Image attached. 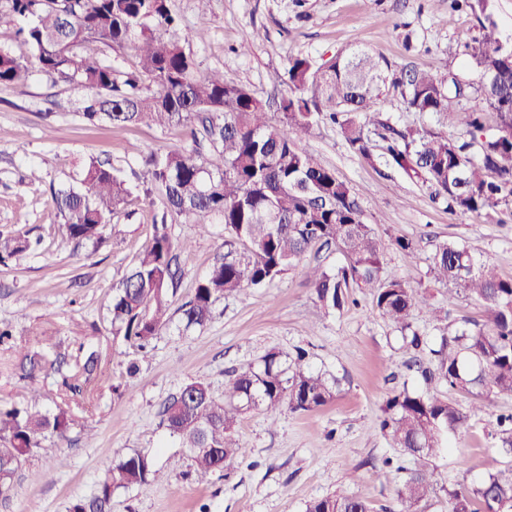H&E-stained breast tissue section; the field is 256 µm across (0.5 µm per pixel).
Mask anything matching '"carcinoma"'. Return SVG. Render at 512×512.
Listing matches in <instances>:
<instances>
[{
	"instance_id": "obj_1",
	"label": "carcinoma",
	"mask_w": 512,
	"mask_h": 512,
	"mask_svg": "<svg viewBox=\"0 0 512 512\" xmlns=\"http://www.w3.org/2000/svg\"><path fill=\"white\" fill-rule=\"evenodd\" d=\"M0 29L15 32L30 50L18 56L0 47V85L27 77L30 67L75 83L84 92L82 120L88 124L183 125L191 127L193 148L152 152L145 165L159 189L161 222L153 224L150 245L135 255L112 300V334L140 353L170 321L176 251L190 250L193 234L224 225V256L200 279L181 306L184 330L203 329L216 302L274 282L308 251L336 250L344 263L334 270L309 267L306 283L327 314L356 303L370 291L375 310L404 333L410 357L425 384L487 400L512 397V278L479 259L466 244L443 243L431 259L436 281L482 303V322L465 320L455 330L439 328L438 347L414 329L417 314L445 321L417 291L391 272L372 227L351 187L305 147L315 119L339 126L349 148L368 163L384 159L408 178L431 189L450 213H479L512 205V44L500 39L489 0H464L485 15L479 35L456 43L470 57L479 78L460 81L411 70L403 75L367 50L356 47L325 63L297 55L281 81L279 122L266 104L218 70L203 71L182 45L180 17L173 0H5ZM115 48L131 46L137 67L119 72L78 51L87 39ZM399 91L406 108L419 114L453 112L456 100L474 96L495 114L471 112L469 139H452L421 125L398 127L379 117V96ZM377 139H372V136ZM131 195L112 167L90 158L75 184L52 193L64 214L63 233L72 240L99 241ZM190 228L175 242L167 217ZM33 249L21 234H0V263ZM339 383L312 368L299 351L283 366L270 353L261 369L234 373L224 399L198 381L185 383L161 412L162 424L181 441L204 479L233 467L247 454L236 426L247 412H309L332 402ZM40 390L29 389L24 407L0 404V498L15 474L45 439H63L75 424L70 410L53 415L37 407ZM470 415L452 401L402 388L385 400L379 430L392 447L428 461L450 446V436L467 428ZM505 452H512V413L491 423ZM152 457L134 452L112 462L97 493L72 503L69 512H109L112 493L158 477ZM432 472H406L396 490L398 512H420L436 494ZM448 512H512V462L468 485L447 490ZM306 512H370L360 497L342 492L315 498Z\"/></svg>"
}]
</instances>
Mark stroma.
I'll list each match as a JSON object with an SVG mask.
<instances>
[{
	"label": "stroma",
	"instance_id": "1",
	"mask_svg": "<svg viewBox=\"0 0 512 512\" xmlns=\"http://www.w3.org/2000/svg\"><path fill=\"white\" fill-rule=\"evenodd\" d=\"M175 5L184 29L205 31L203 39L185 45L201 69L223 71L226 80L245 86L272 110L286 93L278 77L298 54L321 63L360 46L397 72L476 76L470 58L449 55L448 46L478 35L479 16L450 7L448 0H212L204 13L196 0ZM82 95L74 83L39 72L0 86V234L22 231L39 243L36 251L0 264V327L11 331L0 341V403L26 402L32 383L22 379L19 363L27 353L49 361L66 358L80 385L72 391L60 374L40 372L34 383L41 390L40 410L52 414L70 406L77 423L66 440L44 441L29 457L10 495L0 498V512H68L73 501L96 494L115 458L136 451L150 453L160 475L116 490L112 512H305L310 500L342 491L365 500L371 512H395L398 469L415 462L388 444L376 422L389 393L420 381L407 367L400 331L376 314L369 294L329 315L318 306L306 283L307 268L342 264L340 253H307L271 285L216 303L204 329L182 334L175 326L178 308L223 252L224 227L210 225L179 259L171 324L156 336L149 356L138 360L139 372L125 376L136 358L112 334V297L162 215L160 206L143 198V159L153 151L191 147L192 141L179 125L86 124L77 114ZM478 105L473 99L450 115H421L406 111L399 92L389 88L378 109L392 123L462 139L467 115ZM306 146L351 186L390 269L447 311L449 322L482 320L477 300L435 281L430 258L440 243H464L512 278V210L449 213L422 183L384 162L365 163L329 123L315 124ZM91 157L109 162L132 189L99 244L64 236L65 219L51 197L52 188L71 184L80 163ZM31 166L41 180L27 184L21 176ZM399 237L416 241L417 250H396ZM300 349L314 369L340 379L335 401L311 412L260 409L243 415L237 430L247 458L229 472L197 480L179 439L161 425L165 400L189 381L224 397L235 370L261 366L273 352L286 357ZM90 352L97 354L98 368L87 379L79 367ZM118 383L124 389L116 395L112 387ZM429 391L472 415L451 450L428 464L441 489L421 510L448 512L447 487L472 483L512 461L487 433L488 421L512 412V398L481 402L436 383ZM85 421L93 436L85 435Z\"/></svg>",
	"mask_w": 512,
	"mask_h": 512
}]
</instances>
